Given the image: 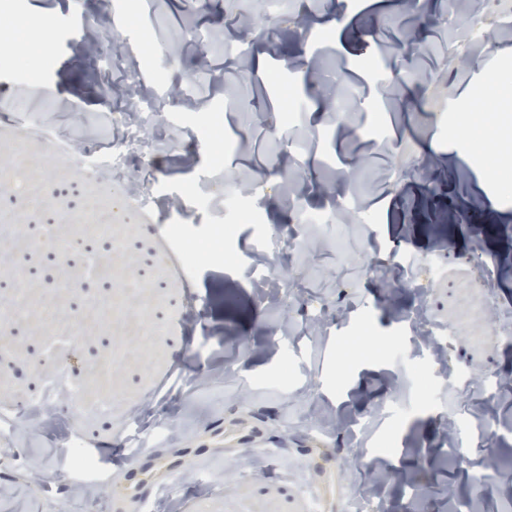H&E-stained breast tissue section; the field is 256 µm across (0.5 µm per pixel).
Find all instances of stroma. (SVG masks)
<instances>
[{
  "label": "stroma",
  "mask_w": 512,
  "mask_h": 512,
  "mask_svg": "<svg viewBox=\"0 0 512 512\" xmlns=\"http://www.w3.org/2000/svg\"><path fill=\"white\" fill-rule=\"evenodd\" d=\"M140 0L121 29L126 60L147 92L165 96L152 141L156 204L118 211L112 234L86 223L128 191L94 183L93 152L122 133L112 110L126 85L105 56L78 48L91 12L120 17L119 0H22L31 31L46 30L34 59L0 55V316L17 290L41 302L56 292L57 317L0 324V406L26 407L66 360L88 405L56 403L58 422L26 424L11 447L0 512H75L74 470L28 474L65 436L90 448L104 479L86 512H309L308 492L328 512H347L362 491L376 512H398L415 486L419 512L469 503L474 470L450 463L448 389L470 388L455 427L478 465L493 462L480 512H512V195L492 173L502 140L484 148L456 129L493 101L488 81L512 73V27L487 22L484 46L466 63L446 48L464 6L399 0ZM455 26H447V15ZM223 29L226 40L264 54L266 67L236 74L224 94L223 51L207 52L210 80L172 97L197 68L192 39ZM343 83L352 100L322 104L318 81ZM52 121L80 150L45 152L28 129ZM249 167L247 196L229 182ZM305 184L315 225L297 223L280 185ZM354 181V199L336 184ZM202 235L228 228L235 264L193 261L194 290L173 272L161 227ZM54 225L72 249L41 240ZM278 241L279 268L264 274L262 246ZM102 258L94 268L91 258ZM487 265L499 289L489 305L477 277ZM113 298L112 332L94 331V300ZM325 324L308 332L305 304ZM84 320L78 343L57 319ZM430 320L433 333L420 324ZM182 378L156 392L172 369ZM111 397L109 412L90 402ZM259 436L268 455L252 463L224 438Z\"/></svg>",
  "instance_id": "stroma-1"
}]
</instances>
